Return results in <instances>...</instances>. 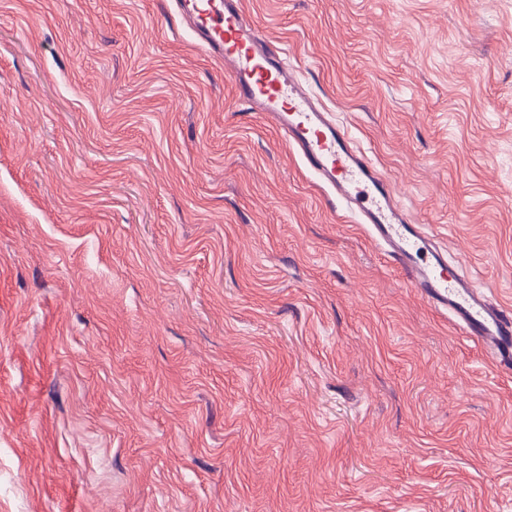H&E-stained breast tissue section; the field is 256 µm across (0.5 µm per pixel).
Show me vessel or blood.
I'll list each match as a JSON object with an SVG mask.
<instances>
[{"label": "vessel or blood", "mask_w": 512, "mask_h": 512, "mask_svg": "<svg viewBox=\"0 0 512 512\" xmlns=\"http://www.w3.org/2000/svg\"><path fill=\"white\" fill-rule=\"evenodd\" d=\"M179 22L223 62L235 98L281 133L316 177L329 204L363 224L382 253L435 311L490 348L512 369V312L458 267L427 225L404 208L394 182L355 142L347 125L311 93L283 45L263 33L242 0H172Z\"/></svg>", "instance_id": "1"}]
</instances>
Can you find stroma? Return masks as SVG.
Returning a JSON list of instances; mask_svg holds the SVG:
<instances>
[{
	"label": "stroma",
	"instance_id": "obj_1",
	"mask_svg": "<svg viewBox=\"0 0 512 512\" xmlns=\"http://www.w3.org/2000/svg\"><path fill=\"white\" fill-rule=\"evenodd\" d=\"M512 308V0H243ZM0 512H512V372L170 0H0Z\"/></svg>",
	"mask_w": 512,
	"mask_h": 512
}]
</instances>
